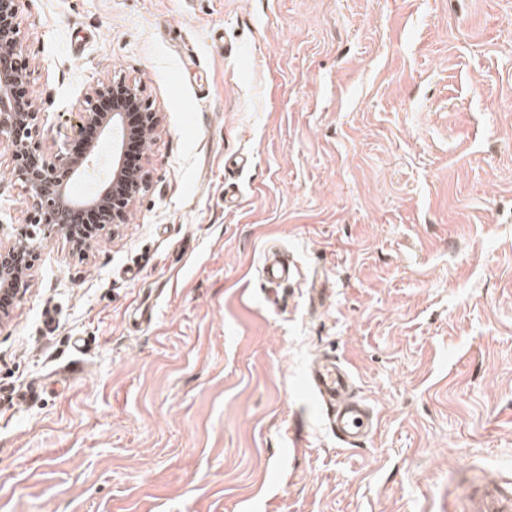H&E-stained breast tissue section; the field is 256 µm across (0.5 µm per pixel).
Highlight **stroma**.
I'll return each instance as SVG.
<instances>
[{
    "label": "stroma",
    "mask_w": 512,
    "mask_h": 512,
    "mask_svg": "<svg viewBox=\"0 0 512 512\" xmlns=\"http://www.w3.org/2000/svg\"><path fill=\"white\" fill-rule=\"evenodd\" d=\"M45 154L125 80L126 223L0 319V512H472L512 492V0H21ZM0 144V224L33 231ZM296 275L269 294L261 258ZM152 322L137 323L141 301ZM346 363L344 449L305 385ZM121 84L120 91L123 92V98L131 105L139 107V114L142 118L144 131L151 134L157 133L163 123V114L156 107H151V104L143 100L140 88L133 84L119 81Z\"/></svg>",
    "instance_id": "35a3bbf8"
}]
</instances>
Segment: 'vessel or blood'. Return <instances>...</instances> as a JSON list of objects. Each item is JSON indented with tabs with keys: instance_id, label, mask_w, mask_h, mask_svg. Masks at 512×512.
<instances>
[{
	"instance_id": "1",
	"label": "vessel or blood",
	"mask_w": 512,
	"mask_h": 512,
	"mask_svg": "<svg viewBox=\"0 0 512 512\" xmlns=\"http://www.w3.org/2000/svg\"><path fill=\"white\" fill-rule=\"evenodd\" d=\"M261 273L265 283L278 285L293 276L294 268L287 253L270 248L263 254ZM307 384L325 407L332 431L345 446H357L368 436L370 413L352 395V374L345 365L322 358L310 368Z\"/></svg>"
}]
</instances>
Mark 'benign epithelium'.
Wrapping results in <instances>:
<instances>
[{
    "label": "benign epithelium",
    "instance_id": "benign-epithelium-1",
    "mask_svg": "<svg viewBox=\"0 0 512 512\" xmlns=\"http://www.w3.org/2000/svg\"><path fill=\"white\" fill-rule=\"evenodd\" d=\"M18 2L0 0V143L12 147V174L20 180L31 203V223L40 226L43 237L62 233L75 247L88 251L93 242L74 234L81 214L93 210L103 224H122L142 191L149 186V174H136L123 168V143L129 130L126 113L121 110L98 111L99 100L115 91L112 82L92 87L80 104L78 131L89 126L96 128L98 138L109 143L112 151L106 162H101L99 147L91 146L76 156L67 149L46 156L35 133L42 120V112L33 98L18 100L14 89L26 83L30 75V60L20 49ZM123 98L140 108L143 129L156 133L162 126L163 113L143 100L140 88L121 82ZM77 180L90 184L87 194L76 197L70 186ZM33 235L5 243L0 240V297L15 299L22 293L17 287L26 268L37 257Z\"/></svg>",
    "mask_w": 512,
    "mask_h": 512
}]
</instances>
